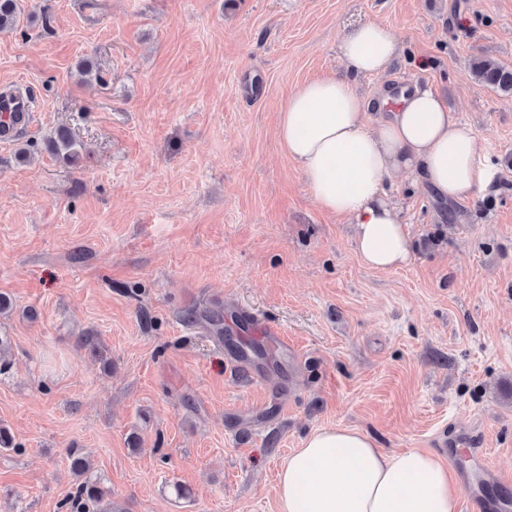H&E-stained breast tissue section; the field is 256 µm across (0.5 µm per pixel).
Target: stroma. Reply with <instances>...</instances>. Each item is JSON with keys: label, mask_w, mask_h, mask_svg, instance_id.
I'll return each instance as SVG.
<instances>
[{"label": "stroma", "mask_w": 512, "mask_h": 512, "mask_svg": "<svg viewBox=\"0 0 512 512\" xmlns=\"http://www.w3.org/2000/svg\"><path fill=\"white\" fill-rule=\"evenodd\" d=\"M0 87L34 110L0 142V512H60L84 449L121 512H279L317 429L379 448H482L512 469V0H20ZM401 43L363 94L414 82L472 126L494 189L444 202L403 174L410 261L360 259L276 137L345 24ZM91 72L81 75L80 64ZM68 132L75 163L48 140ZM234 300L293 348L231 374L208 314ZM195 322H188V314ZM190 495L178 497L176 486ZM471 71L478 83L502 92L512 93L511 67L490 59H477L473 61Z\"/></svg>", "instance_id": "1"}]
</instances>
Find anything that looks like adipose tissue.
Wrapping results in <instances>:
<instances>
[{
    "mask_svg": "<svg viewBox=\"0 0 512 512\" xmlns=\"http://www.w3.org/2000/svg\"><path fill=\"white\" fill-rule=\"evenodd\" d=\"M343 74L301 84L280 112L277 138L301 170L317 205L355 227L371 268L391 270L411 256L410 237L389 203L386 184L415 173L456 201L484 191L493 176L473 128L432 90L364 95L358 77L396 62L400 47L384 23L347 27L339 45ZM381 106L370 116L371 106ZM461 489L449 464L429 449L387 452L368 434L335 426L309 434L277 475L280 512H458Z\"/></svg>",
    "mask_w": 512,
    "mask_h": 512,
    "instance_id": "1",
    "label": "adipose tissue"
}]
</instances>
